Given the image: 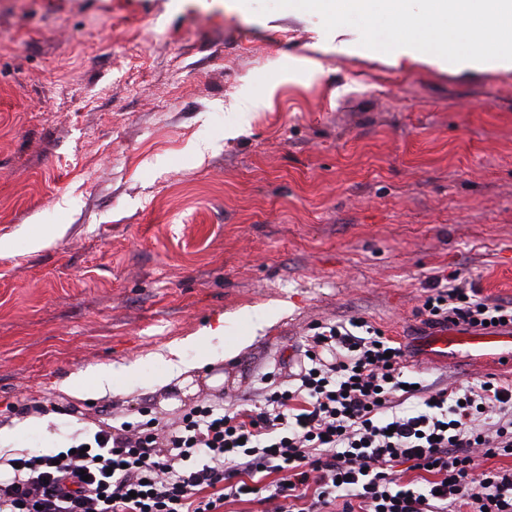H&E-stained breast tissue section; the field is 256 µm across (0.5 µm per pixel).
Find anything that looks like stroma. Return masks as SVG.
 I'll list each match as a JSON object with an SVG mask.
<instances>
[{"label":"stroma","mask_w":512,"mask_h":512,"mask_svg":"<svg viewBox=\"0 0 512 512\" xmlns=\"http://www.w3.org/2000/svg\"><path fill=\"white\" fill-rule=\"evenodd\" d=\"M246 96L268 104L239 116ZM452 276L512 303V70L394 62L354 27L241 0H0V426L16 452L145 400L165 422L238 404L296 367L313 325L351 318L407 345L432 388L512 382L468 348L424 350L415 312ZM217 326L183 352L218 358L195 391L158 387L155 354ZM100 364L118 369L111 394L60 390Z\"/></svg>","instance_id":"1"}]
</instances>
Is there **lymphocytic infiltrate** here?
<instances>
[{
	"label": "lymphocytic infiltrate",
	"instance_id": "obj_1",
	"mask_svg": "<svg viewBox=\"0 0 512 512\" xmlns=\"http://www.w3.org/2000/svg\"><path fill=\"white\" fill-rule=\"evenodd\" d=\"M416 315L430 329L512 326V306L477 288L439 287ZM295 372L263 374L251 409L201 404L94 433L85 452L23 453L0 482L9 512H512V384L429 391L401 344L367 321L315 327ZM419 408L398 411L401 400Z\"/></svg>",
	"mask_w": 512,
	"mask_h": 512
}]
</instances>
